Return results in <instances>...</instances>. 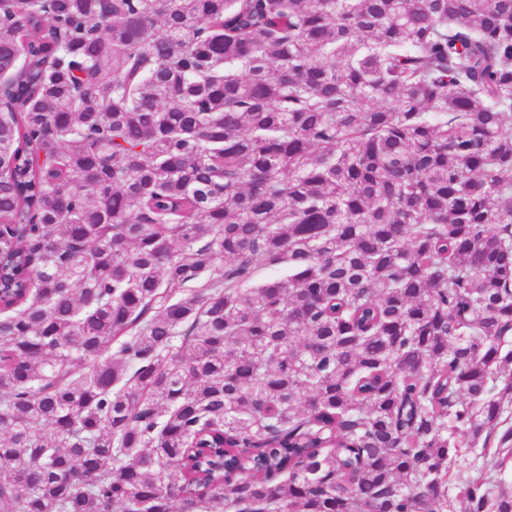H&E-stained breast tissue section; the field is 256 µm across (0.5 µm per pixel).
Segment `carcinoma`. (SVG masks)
<instances>
[{
  "label": "carcinoma",
  "instance_id": "cac0c4a2",
  "mask_svg": "<svg viewBox=\"0 0 512 512\" xmlns=\"http://www.w3.org/2000/svg\"><path fill=\"white\" fill-rule=\"evenodd\" d=\"M0 89V512H512V0H0Z\"/></svg>",
  "mask_w": 512,
  "mask_h": 512
}]
</instances>
